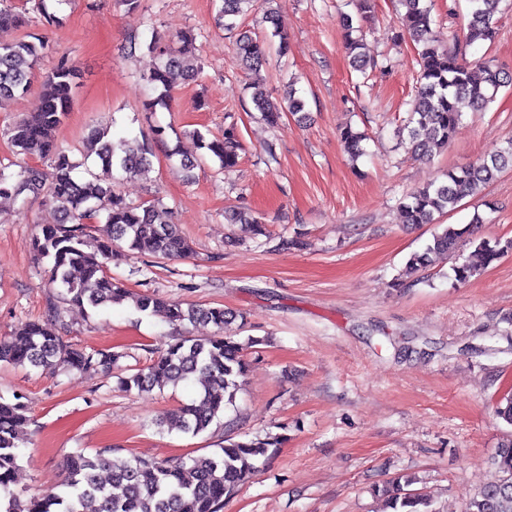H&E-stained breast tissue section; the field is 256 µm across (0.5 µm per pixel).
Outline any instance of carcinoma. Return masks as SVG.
Masks as SVG:
<instances>
[{
    "instance_id": "cac0c4a2",
    "label": "carcinoma",
    "mask_w": 512,
    "mask_h": 512,
    "mask_svg": "<svg viewBox=\"0 0 512 512\" xmlns=\"http://www.w3.org/2000/svg\"><path fill=\"white\" fill-rule=\"evenodd\" d=\"M49 2L33 0L32 7L17 13L6 0H0V98L27 92L37 63L55 50L45 37L35 33L8 37L9 32L22 28L56 24L58 18L49 10ZM219 2L216 24L234 35L235 54L246 69L257 70L265 64V43L269 39H279V53H288V35L279 28L275 0ZM260 2L267 4L261 21L270 32L261 37L238 31V18L257 10ZM398 3L404 9L403 30L418 50L420 71L409 117L397 135H407L418 155L428 158L453 138L464 108L486 107L500 89L512 86V71L486 62L472 63L460 51L441 47L428 0ZM469 3L465 45L494 40L500 0ZM195 42L196 34L188 29L167 40L154 36L146 42L133 43V49L144 50L159 60L143 76L152 90V95L142 102L143 111L170 109L174 91L198 74L199 69L186 64ZM40 78L42 94L35 107L6 129L16 160L0 164V199L16 201L28 192L41 194L44 203L61 214L58 223L40 225L30 242L34 255L50 262L46 276L56 296L49 299L47 319L58 321L64 304L99 308L120 305L129 298L127 289L107 271L112 261L127 253L179 259L186 257L191 247L162 200L130 203L116 193L112 183L93 174L82 177L79 169L85 162L71 159L58 148L53 132L70 112L73 92L81 79L80 70L71 59L59 54L55 66ZM251 102L268 125L279 123L281 111L264 88L253 87ZM283 104L291 114L305 111L306 102L296 95L292 82L288 83ZM193 135L200 148L218 161L220 169L238 164L242 144L235 124L225 125L222 137L208 139L199 131ZM89 138L106 171L118 168L125 175L136 177L152 165V151L145 137L132 141L116 137L110 127L101 126L93 128ZM340 138L351 156L364 154L365 134L345 126ZM35 157L50 159V168L33 167L29 160ZM511 168L512 141L487 158L448 171L446 180L409 196L401 206L404 222L435 223L436 217L455 210L464 198L479 195L498 173ZM102 219L112 226V237L106 241L96 239L89 231L90 224ZM224 219L229 224L251 225L255 236L266 234L262 222L249 213L232 209L224 212ZM465 233L464 229L444 227L423 252L410 258L409 270L426 267L432 254L455 253ZM508 250H512V241L502 247L480 243L479 262L468 261L456 267V277L465 280L474 276ZM135 306L142 312L164 317L176 327L213 326V335L171 343L157 352L149 366L121 377L126 389L141 392L198 385L199 402L180 405L161 424L192 436L205 432L226 406L235 402L246 372L244 345L226 334L236 315L222 307H184L155 293L136 296ZM119 358L117 353L89 352L68 344L55 335L49 322L40 320L27 321L13 335L0 338V363L14 366L108 373ZM23 408L18 396L13 402L0 401V512H223L224 502L249 479L255 462L280 446L278 437L267 435L240 439L229 436L209 455L166 459L120 458L112 448L93 454L77 451L64 461L60 493L42 497L33 492L24 496L11 490L19 469ZM490 465L495 479L470 495L464 512H512V438L500 444ZM102 472L108 475L106 484L100 479ZM382 493L390 512H432L430 502L407 492L399 477L387 482Z\"/></svg>"
}]
</instances>
